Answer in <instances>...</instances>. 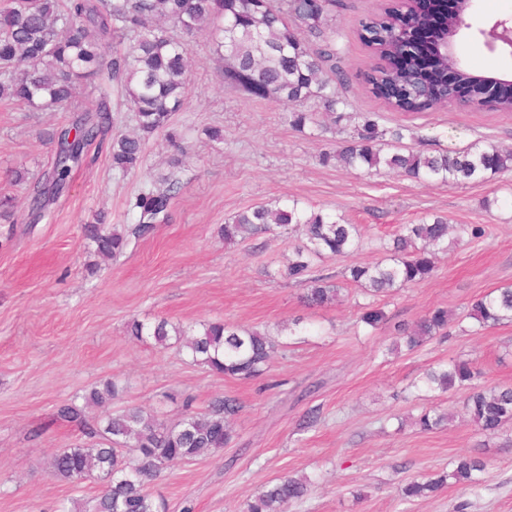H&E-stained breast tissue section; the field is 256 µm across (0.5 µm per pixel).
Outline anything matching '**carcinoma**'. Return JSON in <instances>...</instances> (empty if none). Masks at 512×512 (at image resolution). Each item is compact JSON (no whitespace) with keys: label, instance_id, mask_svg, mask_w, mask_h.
<instances>
[{"label":"carcinoma","instance_id":"1","mask_svg":"<svg viewBox=\"0 0 512 512\" xmlns=\"http://www.w3.org/2000/svg\"><path fill=\"white\" fill-rule=\"evenodd\" d=\"M336 0H10L0 9V99L42 110L71 107L85 98L95 99V117L82 118L59 133L47 134L57 142L52 181H38L31 191L35 217L47 202L69 186L72 166L89 147L106 149L112 170L128 175L143 162V142L166 133L169 144L181 151L171 131L172 118L190 93V42L202 36L210 51L224 61V84L242 94L272 98L283 106L286 120L297 131L314 122L305 105L319 102L325 115L338 126L346 118L337 111L340 100L332 82L341 76L336 65L334 10ZM415 30L449 32L444 5L428 11L415 7L391 9L360 22V39L381 50L380 62L367 75L371 92L398 112H427L448 102V59L430 57L431 75L420 72L429 47L402 57L397 47L400 24ZM116 42L112 57L102 48ZM121 85L129 110L135 113L139 134H113L112 85ZM489 109L512 112V81L492 82ZM405 128L381 129L370 114H357L356 125L330 150L319 155L345 168L381 167L415 180L443 185L485 181L488 176L512 171V150L489 141H477L458 152L430 154L402 151ZM174 185L137 195L133 209L137 222L117 227L86 224L83 233L95 252L116 258L133 239L146 237L169 217ZM292 227L302 236L285 268L265 276L298 280L306 285L302 295L308 307L326 308L340 300L341 286L326 277H313L317 262L354 251L359 227L345 216L325 213L292 199L284 206L259 205L237 212L218 228L224 244L255 239L276 228ZM449 224L438 215L402 224L385 249L370 265H352L344 278L371 297L410 288L436 270L437 254L448 248ZM469 318L478 329L512 322V285L497 288L473 300ZM450 315L436 308L401 330L409 350L448 328ZM130 335L151 339L159 346L175 344L192 362L237 379H253L269 367L277 342L268 329L244 328L224 320L202 324L190 334L179 323L161 318L153 323L132 320ZM483 372L472 359H458L426 371L416 387L426 390H464L463 407L471 423L483 433H494L512 422V386L477 385ZM119 395L117 384L107 380L74 402L56 408L57 420L75 425L85 442L56 451L51 461L55 478L78 485L87 479L101 483L93 512H163V502L148 489L161 470L176 460H193L219 450L232 439L231 422L239 412L237 401L217 396L203 411L186 410L177 422H167L130 405L112 411ZM101 414L89 417L85 408ZM448 414L423 411L416 424L430 431L448 424ZM487 461L461 454L449 472L422 476L401 488V498L411 501L436 495L453 480L463 491L479 485L477 474ZM312 485L306 476H285L270 483L246 503L244 512H284V505L303 499Z\"/></svg>","mask_w":512,"mask_h":512}]
</instances>
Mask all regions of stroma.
<instances>
[{"label":"stroma","instance_id":"stroma-1","mask_svg":"<svg viewBox=\"0 0 512 512\" xmlns=\"http://www.w3.org/2000/svg\"><path fill=\"white\" fill-rule=\"evenodd\" d=\"M388 5H336L343 78L335 88L348 114L341 128L352 127L353 113H370L382 128L407 126L404 143L417 150L458 151L484 139L512 147V112H395L373 95L365 75L375 57L357 28ZM465 20L457 50L469 70L512 76V53L489 50L482 35L495 21L512 22V0H474ZM192 52L188 103L173 121L186 156L176 157L157 133L145 142L141 168L123 176L113 172L107 151L90 149L73 166L68 193L36 221L29 189L51 171L56 154L46 135L71 127L77 114L0 101V197L15 199L12 221L0 220V512H56L74 500L91 507L100 483L73 486L52 475V455L82 441L54 413L60 402L107 379L121 389L113 408L137 405L172 421L187 400L198 411L219 395L241 405L226 447L175 462L153 482L166 512L188 504L194 512H243L248 499L288 474L309 475L314 484L287 512H512V423L481 433L463 412V392L420 393L413 386L425 369L459 357L478 359L484 383L512 384V324L479 331L467 316L473 298L512 284V172L446 186L385 168L321 165L320 152L339 139L340 128L294 130L278 102L223 84L204 38ZM211 126L223 129V141L208 139ZM17 170L25 182H13ZM172 183L177 192L167 221L131 241L123 255L99 260L82 225L100 215L112 225L132 223L136 196ZM291 198L359 226L357 250L312 271L334 282L350 265L378 261L399 225L427 212L453 225L483 226L485 234L449 246L434 275L418 285L374 299L352 284L341 305L313 309L300 301L302 283L261 273L286 264L298 232L279 228L231 247L217 235L235 212ZM369 304L386 316L375 329L359 320ZM439 307L457 317L447 335L385 354L398 325H413ZM161 317L195 329L226 320L283 330L267 373L238 380L191 363L176 347L128 335L132 319ZM432 407L454 421L431 431L411 424ZM311 409L317 423L300 429ZM465 452L488 461L477 492L451 483L432 498L401 499L410 479L449 470Z\"/></svg>","mask_w":512,"mask_h":512}]
</instances>
